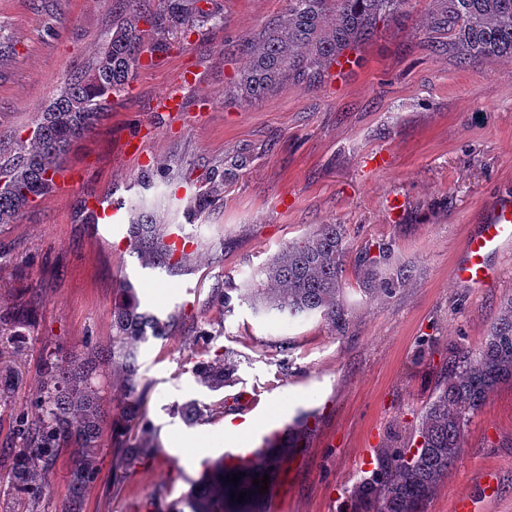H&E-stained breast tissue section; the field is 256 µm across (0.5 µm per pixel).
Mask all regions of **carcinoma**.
<instances>
[{"mask_svg": "<svg viewBox=\"0 0 512 512\" xmlns=\"http://www.w3.org/2000/svg\"><path fill=\"white\" fill-rule=\"evenodd\" d=\"M126 9L112 21L107 38L92 66L66 75L59 96L41 113L31 135L18 151L0 156V224H16L37 200L54 189V179L77 144L98 129L112 105L142 65L170 50L159 34L180 28L188 33L211 24H224L218 4L204 9L202 0H159L151 9L146 0H125ZM285 15L258 36L243 42L247 66L233 81L234 92L261 100L287 84L309 85L347 48L369 40L381 22L406 13L411 0H287ZM429 32L452 36V44L466 62L512 57V0H432ZM131 251L142 266L168 273L175 250L162 242L150 213L137 211L132 224ZM344 229L320 224L296 239L248 280L243 300L258 314L281 317L320 315L336 333L349 328L345 302ZM390 252L359 257L367 278L376 282L370 292L390 298L410 274L398 269L382 277ZM112 344L49 359L40 377L37 413L20 421L23 446L13 450L7 478L20 496L25 512H38V501L48 486L62 454L70 461L64 512H85L88 483L100 469L107 421L112 414V377H122L124 398L119 416L125 442L112 457V469L126 470L147 456L151 445L149 421L144 415L145 391L139 390L138 347L148 339L175 336L179 316L162 319L141 308L138 294L124 281L112 304ZM26 315H0V336L16 335ZM193 375L210 390L224 386L237 362L221 349L207 346ZM512 384V296L500 306L495 326L475 349L448 347L446 369L422 408L415 434L417 446L385 448L380 465L362 475L347 490L353 512H426L431 496L452 473L460 458L466 427L498 387ZM224 405L189 400L180 413L193 425ZM270 473L262 460L256 469L232 486L219 462L206 472L189 502L191 512H253L251 503L231 501V493Z\"/></svg>", "mask_w": 512, "mask_h": 512, "instance_id": "carcinoma-1", "label": "carcinoma"}]
</instances>
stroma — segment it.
<instances>
[{
    "mask_svg": "<svg viewBox=\"0 0 512 512\" xmlns=\"http://www.w3.org/2000/svg\"><path fill=\"white\" fill-rule=\"evenodd\" d=\"M223 26L190 35L170 30L172 48L138 71L111 116L71 154L70 190H55L0 225V313L29 307L20 335L0 338V512H16L8 487L9 449L18 421L32 413L45 360L112 341L111 310L123 281L159 316L178 313L169 342L138 352L145 410L159 443L151 456L114 477L111 456L88 486L87 512H189L182 502L201 462L224 448L225 417L189 426L178 412L195 399L231 403L241 392L274 412L323 407L288 473L275 512H350L347 491L363 451L378 455L412 439L439 379L444 348H475L512 295V252L496 258L497 278L474 290L452 274L485 207L512 195V59L461 63L447 37H429L431 0H412L397 22L352 50L346 73L324 72L313 86L289 84L260 101L229 93L246 63L235 46L283 15L287 0H217ZM125 10L123 0H0V153L14 152L67 70L91 63ZM179 94L178 118L153 107ZM144 142L133 156L124 145ZM154 172L153 188L138 184ZM221 197L191 231L197 244L181 271L142 267L128 246V222L76 221L80 201L140 204L164 233L186 224L198 191ZM320 224L345 227L344 277L350 326L331 332L320 316H260L233 301L210 300L224 282L241 285L289 241ZM386 247L391 267L412 275L378 301L357 263ZM234 351L238 367L216 391L192 367L203 334ZM206 435L200 456L172 440ZM498 492L484 512H512V386L496 390L467 428L455 469L427 512H454L461 496L481 497L484 474Z\"/></svg>",
    "mask_w": 512,
    "mask_h": 512,
    "instance_id": "1",
    "label": "stroma"
}]
</instances>
